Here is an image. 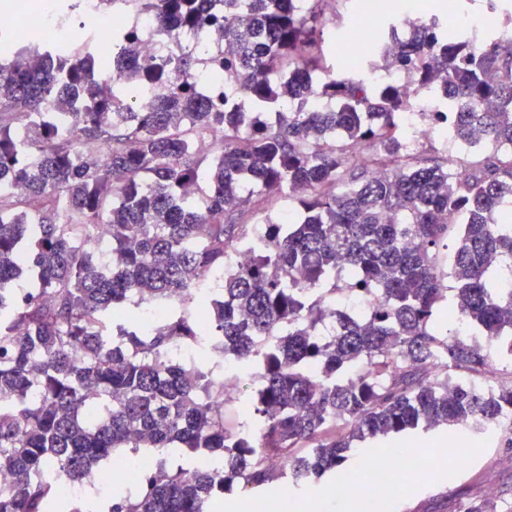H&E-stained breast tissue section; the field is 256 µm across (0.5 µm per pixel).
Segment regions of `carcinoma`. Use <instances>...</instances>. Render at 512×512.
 <instances>
[{"instance_id": "obj_1", "label": "carcinoma", "mask_w": 512, "mask_h": 512, "mask_svg": "<svg viewBox=\"0 0 512 512\" xmlns=\"http://www.w3.org/2000/svg\"><path fill=\"white\" fill-rule=\"evenodd\" d=\"M131 2L166 32L210 26L235 47L233 85L218 106L193 49L145 57L118 30L108 82L90 49L0 66V512H73L52 473L80 482L119 450L217 463L160 457L137 493L110 484L109 512H209L236 487L273 490L269 455L299 484L421 424L512 430V386L485 384L512 364V32L476 45L433 15L376 34L367 68L407 73L418 96L440 75L456 104L454 152L427 157L399 83L327 66L336 0ZM157 85L164 97L137 104ZM77 96L89 106L42 111ZM210 138L222 149L201 150ZM294 188L285 224L273 202ZM261 219L267 234L249 236ZM100 224L106 260L88 234ZM241 245L253 257L232 269ZM147 291L188 313L145 329ZM343 291L372 308L338 310ZM203 336L258 378L236 433L206 363L168 358Z\"/></svg>"}]
</instances>
